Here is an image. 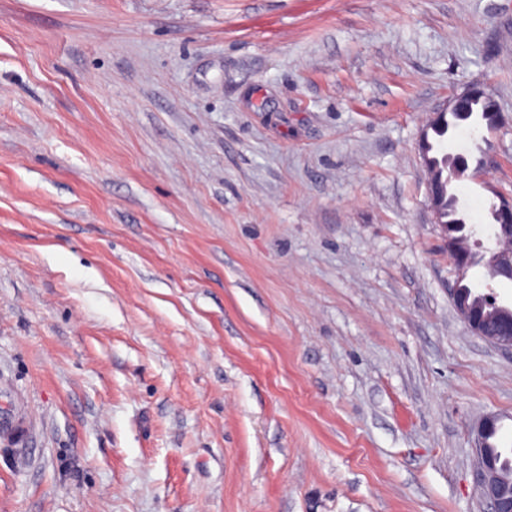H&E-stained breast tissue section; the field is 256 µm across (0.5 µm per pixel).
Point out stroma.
<instances>
[{"label":"stroma","mask_w":512,"mask_h":512,"mask_svg":"<svg viewBox=\"0 0 512 512\" xmlns=\"http://www.w3.org/2000/svg\"><path fill=\"white\" fill-rule=\"evenodd\" d=\"M512 198V0H0V512H488L419 141Z\"/></svg>","instance_id":"obj_1"}]
</instances>
